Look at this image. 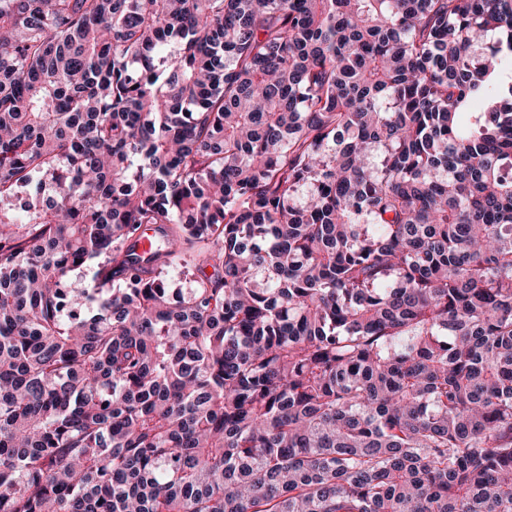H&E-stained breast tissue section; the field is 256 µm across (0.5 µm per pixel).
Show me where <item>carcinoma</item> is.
I'll list each match as a JSON object with an SVG mask.
<instances>
[{"label": "carcinoma", "instance_id": "carcinoma-1", "mask_svg": "<svg viewBox=\"0 0 512 512\" xmlns=\"http://www.w3.org/2000/svg\"><path fill=\"white\" fill-rule=\"evenodd\" d=\"M0 512H512V0H0Z\"/></svg>", "mask_w": 512, "mask_h": 512}]
</instances>
